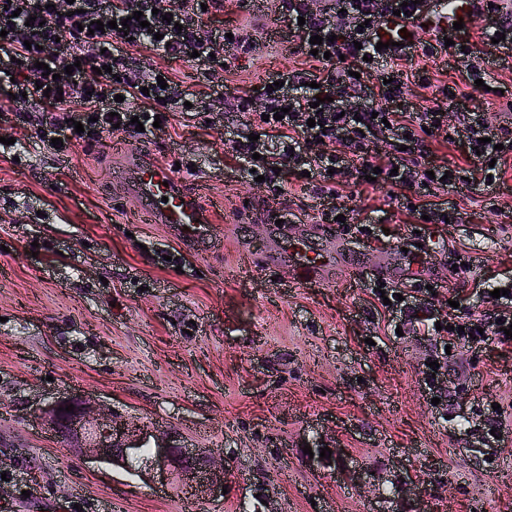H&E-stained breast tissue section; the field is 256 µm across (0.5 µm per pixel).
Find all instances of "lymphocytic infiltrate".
<instances>
[{
	"label": "lymphocytic infiltrate",
	"instance_id": "1",
	"mask_svg": "<svg viewBox=\"0 0 512 512\" xmlns=\"http://www.w3.org/2000/svg\"><path fill=\"white\" fill-rule=\"evenodd\" d=\"M60 0H0V112H23L38 106L53 113L48 132L76 140V124L99 134L120 127L134 132L143 124L155 134L160 107L179 108L188 114L190 96L223 97V85L190 92L172 74L157 69L135 71L129 66L127 46L149 49L166 56L211 61L210 37L201 27L202 9L166 0H74L71 9ZM423 14L426 0H330L315 12L308 0H279V10L300 38V52L311 55L309 40L321 35L315 62H328L326 77L296 69L274 73L276 88L260 83L256 95L264 102L263 116L241 123L230 144L231 156L243 172L262 175V188L277 194L284 185L280 169L294 165L306 172V186L314 188L320 223H333L347 214L340 201L348 177L357 184H372L393 193L399 209L431 223H460L458 208L436 203L437 192L455 189L463 179L488 187L503 182L512 162V127L491 124L482 107L472 106V93L433 85L420 76L422 88L446 95L447 106L410 104L406 97L409 74L401 67L415 48L425 56H461L477 44H490L503 33L499 46L512 48V20L502 17L489 0H476L478 30H448L446 36L419 43L378 48L377 34L394 10ZM141 11L142 21L132 20ZM106 23V31H89L90 22ZM128 22L129 33L109 28V21ZM51 73L43 75L40 66ZM62 90V99L45 96V89ZM359 98L356 106L347 97ZM456 116H449L448 107ZM460 147L466 164L445 169L431 159L432 142ZM486 308L463 314L440 312L400 301L410 314L415 331L439 340L473 339L512 348L503 328L512 325V294L499 298L483 295Z\"/></svg>",
	"mask_w": 512,
	"mask_h": 512
}]
</instances>
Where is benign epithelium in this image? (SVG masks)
Returning a JSON list of instances; mask_svg holds the SVG:
<instances>
[{"label": "benign epithelium", "mask_w": 512, "mask_h": 512, "mask_svg": "<svg viewBox=\"0 0 512 512\" xmlns=\"http://www.w3.org/2000/svg\"><path fill=\"white\" fill-rule=\"evenodd\" d=\"M74 405L71 412L64 407ZM39 419L58 440L88 459L112 465L179 490L185 486L211 494L224 488V459L191 448L181 435H156L97 409L87 397L63 393L39 409Z\"/></svg>", "instance_id": "1"}]
</instances>
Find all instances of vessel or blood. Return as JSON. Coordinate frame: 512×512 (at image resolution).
I'll return each mask as SVG.
<instances>
[{
  "label": "vessel or blood",
  "mask_w": 512,
  "mask_h": 512,
  "mask_svg": "<svg viewBox=\"0 0 512 512\" xmlns=\"http://www.w3.org/2000/svg\"><path fill=\"white\" fill-rule=\"evenodd\" d=\"M472 16L473 0H435L432 13L423 20L390 18L379 36L385 43L399 42L404 33L416 32L419 23L438 29ZM130 164L139 170L140 177L129 185L128 193L139 201V211L147 221L169 225L190 241L211 238V208L203 203L199 191L187 189L171 168L149 156H132ZM270 248L280 256L281 267L288 276L305 281H328L339 271L355 276L361 272L358 263L347 261L348 248L340 240L316 249L302 235H282Z\"/></svg>",
  "instance_id": "obj_1"
}]
</instances>
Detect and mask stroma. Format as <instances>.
I'll return each mask as SVG.
<instances>
[{"label":"stroma","mask_w":512,"mask_h":512,"mask_svg":"<svg viewBox=\"0 0 512 512\" xmlns=\"http://www.w3.org/2000/svg\"><path fill=\"white\" fill-rule=\"evenodd\" d=\"M213 37L211 78L227 96L192 119L170 112L153 136L104 132L64 152L38 139L42 114L0 116V472L12 494L0 512H512V351L445 349L415 335L405 314L374 301L370 271L329 283L289 281L275 256L248 257L280 227L272 207L315 244L339 233L316 223L318 199L289 173L279 203L234 169V97L285 68L312 70L275 0H224L202 17ZM242 36L226 47L221 34ZM137 66L194 86V62L143 48ZM178 166L188 188L217 203L211 242H186L143 222L124 192L139 177L123 152ZM492 195L471 191L462 221L442 229L425 277L428 301L479 308L473 283L512 280V164ZM356 223L383 234L404 261L414 228L387 190L349 186ZM470 269L450 273L448 252ZM65 262H58V255ZM401 328L387 334V323ZM448 355L435 395L429 359ZM78 392L117 416L174 430L225 458L224 497L199 500L92 463L57 441L34 413ZM507 448L496 451L487 416ZM329 447L317 460L304 447Z\"/></svg>","instance_id":"35a3bbf8"}]
</instances>
